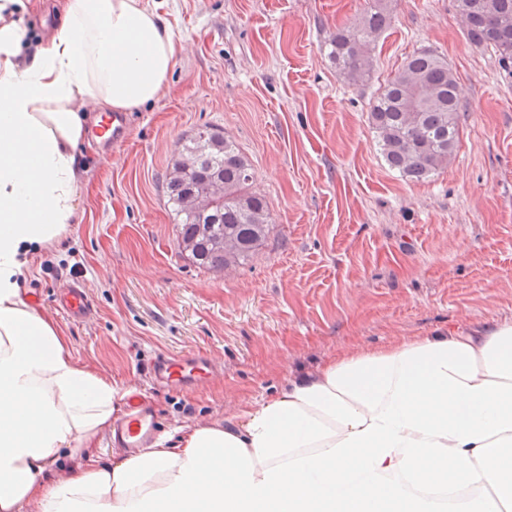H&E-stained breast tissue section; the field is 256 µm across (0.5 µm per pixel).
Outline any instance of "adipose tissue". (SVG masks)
<instances>
[{
    "label": "adipose tissue",
    "mask_w": 512,
    "mask_h": 512,
    "mask_svg": "<svg viewBox=\"0 0 512 512\" xmlns=\"http://www.w3.org/2000/svg\"><path fill=\"white\" fill-rule=\"evenodd\" d=\"M18 2L0 0V512H512V322L342 355L226 426L98 462L124 392L20 279L76 215L90 112L157 99L180 46L143 0H67L33 48Z\"/></svg>",
    "instance_id": "adipose-tissue-1"
}]
</instances>
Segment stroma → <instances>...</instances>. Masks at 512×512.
<instances>
[{"label": "stroma", "mask_w": 512, "mask_h": 512, "mask_svg": "<svg viewBox=\"0 0 512 512\" xmlns=\"http://www.w3.org/2000/svg\"><path fill=\"white\" fill-rule=\"evenodd\" d=\"M148 2L181 45L170 89L129 112L111 153L80 146L76 219L22 277L78 363L145 397L170 436L226 423L234 404L347 353L512 322V66L469 40L455 0H391L359 85L328 40L369 0ZM61 16V0H28L22 20L44 40ZM423 47L458 79L460 140L417 182L385 163L368 111ZM204 127L237 143L269 206L265 242L225 272L179 248L164 188L180 142ZM66 270L92 299L87 322L56 306ZM161 352L207 355L218 373L155 388Z\"/></svg>", "instance_id": "1"}]
</instances>
